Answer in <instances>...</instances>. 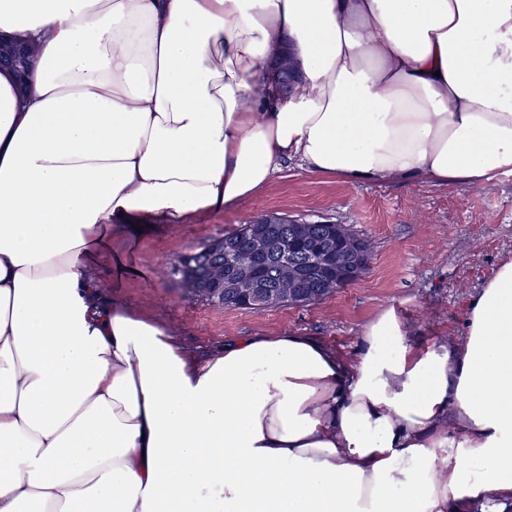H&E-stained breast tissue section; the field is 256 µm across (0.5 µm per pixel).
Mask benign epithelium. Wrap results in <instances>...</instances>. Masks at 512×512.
Masks as SVG:
<instances>
[{
	"label": "benign epithelium",
	"instance_id": "7a95c632",
	"mask_svg": "<svg viewBox=\"0 0 512 512\" xmlns=\"http://www.w3.org/2000/svg\"><path fill=\"white\" fill-rule=\"evenodd\" d=\"M30 61L29 51L14 43L0 40V68H21ZM297 78L290 59L280 63L279 84L288 89ZM336 239L341 246L325 252L316 262L320 278L328 284V290L337 291L345 276L354 268L362 265L368 257L364 244L350 237L345 231H336ZM273 242L263 231L253 233L250 240V261L233 276L224 275V265L217 263L210 269V281L232 296L243 300L256 310L265 311L284 302H291L303 291L300 271L292 265L280 266V278L284 287L272 290L258 287V269L256 262L269 256Z\"/></svg>",
	"mask_w": 512,
	"mask_h": 512
}]
</instances>
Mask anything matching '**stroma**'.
Segmentation results:
<instances>
[{"mask_svg": "<svg viewBox=\"0 0 512 512\" xmlns=\"http://www.w3.org/2000/svg\"><path fill=\"white\" fill-rule=\"evenodd\" d=\"M269 213L347 225L372 243L369 271L310 306L254 312L189 297L171 273L177 258ZM112 245L135 257L120 290L126 303L167 324L195 352L231 337L298 332L350 354L362 328L389 308L411 341L432 345L459 339L471 296L512 255V174L476 186L348 184L291 163L230 209L190 224H153L139 236L119 232Z\"/></svg>", "mask_w": 512, "mask_h": 512, "instance_id": "obj_1", "label": "stroma"}]
</instances>
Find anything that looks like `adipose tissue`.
Returning a JSON list of instances; mask_svg holds the SVG:
<instances>
[{
	"label": "adipose tissue",
	"instance_id": "adipose-tissue-1",
	"mask_svg": "<svg viewBox=\"0 0 512 512\" xmlns=\"http://www.w3.org/2000/svg\"><path fill=\"white\" fill-rule=\"evenodd\" d=\"M0 35L36 47L0 69V512H512V256L461 339L388 309L351 356L196 354L96 276L113 225L188 223L289 160L512 174V0H0Z\"/></svg>",
	"mask_w": 512,
	"mask_h": 512
}]
</instances>
